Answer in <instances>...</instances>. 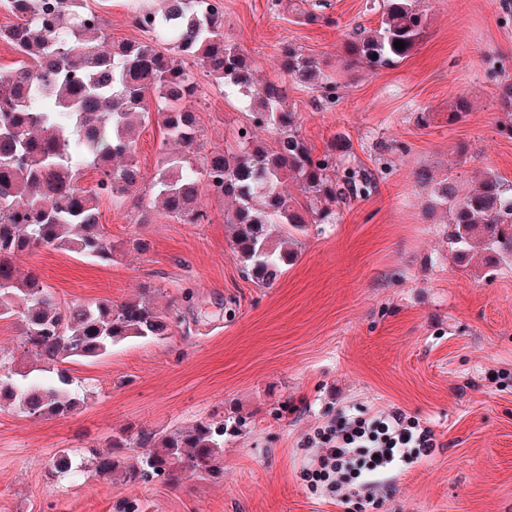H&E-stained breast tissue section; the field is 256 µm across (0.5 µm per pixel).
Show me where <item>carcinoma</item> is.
Wrapping results in <instances>:
<instances>
[{
  "label": "carcinoma",
  "mask_w": 512,
  "mask_h": 512,
  "mask_svg": "<svg viewBox=\"0 0 512 512\" xmlns=\"http://www.w3.org/2000/svg\"><path fill=\"white\" fill-rule=\"evenodd\" d=\"M84 0H0L20 23L0 29L22 59L0 72V319L20 318V344L35 354L17 362L0 352V411L27 418L69 416L94 396L74 388L66 364L96 360L130 339L164 340L175 317L155 306L153 290L136 298L61 304L35 273L20 275L16 260L39 248L111 261L121 251L99 224L100 202H121L145 190L135 162L138 125L155 108L166 139L180 147L164 152L150 183L158 208L183 224L207 219L205 194L231 204L225 223L229 245L253 283L269 287L298 259L299 234L310 224H336L342 207L365 197L375 179L343 165L347 146L338 136L322 154L306 141L298 114L285 106L286 86L259 83L254 63L224 34V14L215 3L161 0L158 10L137 12L141 40L114 42L97 12ZM305 0H288L303 24L324 16ZM420 0H382L380 27L354 28L341 45L343 66L372 72L395 67L417 46L429 25ZM193 57L224 94L239 98L251 123L237 135V148L203 156L194 112L193 74L159 52L157 40ZM401 40L405 47L394 46ZM277 64L289 81L332 99L334 83L316 58L292 44L279 49ZM496 103L512 112V82L499 86ZM470 101L455 97L448 121L462 120ZM273 134L272 144L257 131ZM86 169L97 173L92 188L80 186ZM292 178L296 199L281 190ZM417 181L431 188L448 211V244L462 262L476 255L495 267L512 258V184L489 169L478 184L461 191L457 179L434 178L422 169ZM247 424L200 418L166 431L123 429L105 449L58 451L49 460L54 477L85 474L123 486L160 482L180 487L224 478V435ZM135 450V461L126 452Z\"/></svg>",
  "instance_id": "carcinoma-1"
}]
</instances>
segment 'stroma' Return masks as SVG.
<instances>
[{"mask_svg": "<svg viewBox=\"0 0 512 512\" xmlns=\"http://www.w3.org/2000/svg\"><path fill=\"white\" fill-rule=\"evenodd\" d=\"M156 0H86L112 41L141 39L131 18ZM224 31L258 67L284 82L288 42L323 60L336 98L289 85L315 153L343 134L351 163L379 185L344 208L339 223L309 228L297 262L271 287L246 279L228 242L223 200L206 195L200 224L164 216L150 196L102 200L105 235L122 242L113 261L38 249L17 268L33 272L59 302L122 301L140 289L174 313L161 341L131 339L94 361L69 363L95 388L78 413L25 418L0 411V512H117L128 498L145 512H512V259L492 269L461 263L415 174L426 168L471 188L486 169L512 183V115L494 99L512 78V0H422L429 26L398 66L341 70L336 53L354 26L378 28L373 0H323L324 21L298 22L271 0H222ZM204 152L233 146L250 118L192 57ZM471 110L448 119L457 94ZM428 113L419 123V113ZM161 121L139 129L135 159L157 172ZM465 155H457L458 147ZM146 251L129 247L132 239ZM394 407L426 422L430 457L390 480L380 508L313 496L300 477L315 427L341 410ZM239 414L250 423L224 445V479L180 488L50 479L59 449L104 446L127 427L153 431L201 417Z\"/></svg>", "mask_w": 512, "mask_h": 512, "instance_id": "35a3bbf8", "label": "stroma"}]
</instances>
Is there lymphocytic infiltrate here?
I'll return each mask as SVG.
<instances>
[{
	"instance_id": "f902f5d3",
	"label": "lymphocytic infiltrate",
	"mask_w": 512,
	"mask_h": 512,
	"mask_svg": "<svg viewBox=\"0 0 512 512\" xmlns=\"http://www.w3.org/2000/svg\"><path fill=\"white\" fill-rule=\"evenodd\" d=\"M315 457L303 470L308 489L347 503L363 497L373 503L389 486V476L430 456L435 434L419 419L397 408L361 416L338 413L306 440Z\"/></svg>"
}]
</instances>
